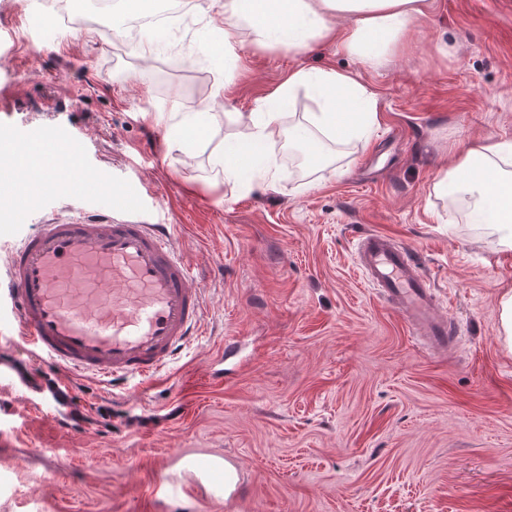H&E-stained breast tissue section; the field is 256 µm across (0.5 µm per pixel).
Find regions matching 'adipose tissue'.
Returning a JSON list of instances; mask_svg holds the SVG:
<instances>
[{"label": "adipose tissue", "mask_w": 512, "mask_h": 512, "mask_svg": "<svg viewBox=\"0 0 512 512\" xmlns=\"http://www.w3.org/2000/svg\"><path fill=\"white\" fill-rule=\"evenodd\" d=\"M424 0H224V39L248 30L253 42L279 41L295 50L306 49L311 39L337 35L339 47L368 67L402 47L412 35V21L423 12ZM348 26L336 31L337 20ZM307 87L319 95L321 109L308 113L305 122L284 125V109L294 90ZM373 96L356 79L334 70H298L292 73L259 111L240 115V130L216 163L225 179L248 186L256 180L273 181L278 170L269 152L280 134L307 145L321 155L324 142L344 144L373 124ZM18 174L11 184L13 203L28 201L33 181L54 180L57 172L74 170L79 162L68 149L52 146L29 149L16 159ZM435 191L444 197L470 193L483 221L498 235L501 248L512 250V140L488 138L477 147L460 148L455 164L438 175Z\"/></svg>", "instance_id": "obj_1"}]
</instances>
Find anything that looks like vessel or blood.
<instances>
[{"instance_id": "vessel-or-blood-1", "label": "vessel or blood", "mask_w": 512, "mask_h": 512, "mask_svg": "<svg viewBox=\"0 0 512 512\" xmlns=\"http://www.w3.org/2000/svg\"><path fill=\"white\" fill-rule=\"evenodd\" d=\"M115 203L109 223L47 222L18 237L0 289V333L69 374L116 385L155 380L202 333L203 291L162 224ZM356 261L367 284L424 332L438 350L459 338L436 307V296L410 249L375 232L362 234ZM50 405L66 428L82 414L70 385L46 388L40 374L0 352V385ZM207 481L232 487V463L211 462Z\"/></svg>"}]
</instances>
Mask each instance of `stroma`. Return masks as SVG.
Masks as SVG:
<instances>
[{
    "mask_svg": "<svg viewBox=\"0 0 512 512\" xmlns=\"http://www.w3.org/2000/svg\"><path fill=\"white\" fill-rule=\"evenodd\" d=\"M428 2L410 42L367 68L320 38L302 53L247 38L213 57L224 0H193L146 59L96 0L57 25L49 0H0V144L76 135L81 164L173 226L205 290L202 336L155 381L73 378L77 430L0 387V512H512V352L498 334L512 251L433 190L460 146L512 139V0ZM300 68L356 75L377 94L375 125L323 163L278 153V191L225 182L214 159L230 113L257 111ZM220 83L204 141L168 150L178 113ZM47 214L103 223L112 196L53 185L29 227ZM369 231L413 251L460 347L433 351L363 281ZM228 340L237 353L209 383ZM224 458L237 491L186 465Z\"/></svg>",
    "mask_w": 512,
    "mask_h": 512,
    "instance_id": "1",
    "label": "stroma"
}]
</instances>
